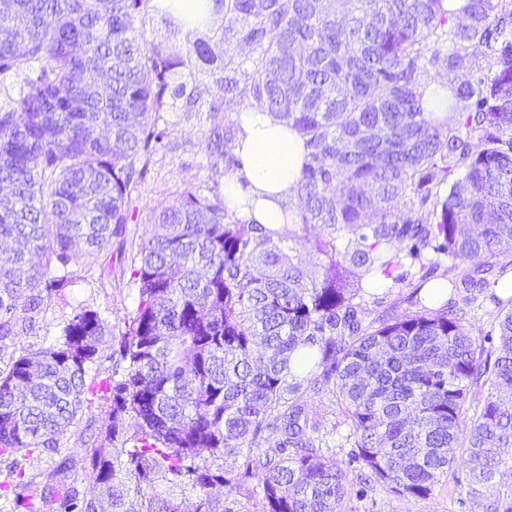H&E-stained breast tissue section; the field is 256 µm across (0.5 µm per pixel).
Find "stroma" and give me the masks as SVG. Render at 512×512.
Instances as JSON below:
<instances>
[{
	"label": "stroma",
	"instance_id": "stroma-1",
	"mask_svg": "<svg viewBox=\"0 0 512 512\" xmlns=\"http://www.w3.org/2000/svg\"><path fill=\"white\" fill-rule=\"evenodd\" d=\"M169 134L155 156L151 175L136 201L138 217L132 230L135 238L149 236L152 208L174 200L183 189H205L210 184V160L206 155L204 133L208 126L205 114L181 111L167 113ZM120 250H113L106 264L79 261L73 267L74 278L61 296L53 298L35 319L30 335L0 343V357L9 358L21 349H40L54 344L61 325L73 309L81 307L100 312L111 334L106 339V358L90 369V376L106 377L112 372L111 353L119 348L125 321L135 306V290L120 273ZM308 415L309 425L325 455L347 467L348 458L340 446L350 429L341 404L331 387L302 384L299 391ZM109 401L94 399L91 410L59 437L52 448H39L33 454L18 452L0 457V512H28L25 501L14 485L18 477L61 473L75 490L78 499L94 496L95 487L87 476L85 443L108 422ZM465 476L464 468H456L444 477L428 500L400 498L382 491H363L351 486L345 499L344 512H472L473 507L459 494L457 482Z\"/></svg>",
	"mask_w": 512,
	"mask_h": 512
}]
</instances>
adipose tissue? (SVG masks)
<instances>
[{
    "mask_svg": "<svg viewBox=\"0 0 512 512\" xmlns=\"http://www.w3.org/2000/svg\"><path fill=\"white\" fill-rule=\"evenodd\" d=\"M240 131L232 145L241 166L224 180V207L241 219L284 224L296 177L305 158L302 139L258 106L236 112Z\"/></svg>",
    "mask_w": 512,
    "mask_h": 512,
    "instance_id": "ef3b65f1",
    "label": "adipose tissue"
}]
</instances>
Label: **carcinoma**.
Masks as SVG:
<instances>
[{
    "label": "carcinoma",
    "instance_id": "carcinoma-1",
    "mask_svg": "<svg viewBox=\"0 0 512 512\" xmlns=\"http://www.w3.org/2000/svg\"><path fill=\"white\" fill-rule=\"evenodd\" d=\"M157 12L0 0V84L23 76L0 100V340L30 334L73 263L128 243L178 100L209 112L207 151L227 175L239 126L213 89L301 136L291 222H247L184 190L131 242L136 305L111 376L87 381L110 333L87 309L0 366V455L54 446L89 392L111 402L86 449L96 495L27 480L29 512H182L190 493L194 512H243L239 498L342 512L348 471L284 400L303 381L333 385L373 487L427 500L460 463L473 512H512V0H213L222 26L186 31L183 51L144 38ZM415 263L414 310L366 320L372 285ZM480 296L500 309L495 352L463 324ZM473 388L486 396L468 422ZM270 428L282 440L261 449Z\"/></svg>",
    "mask_w": 512,
    "mask_h": 512
}]
</instances>
